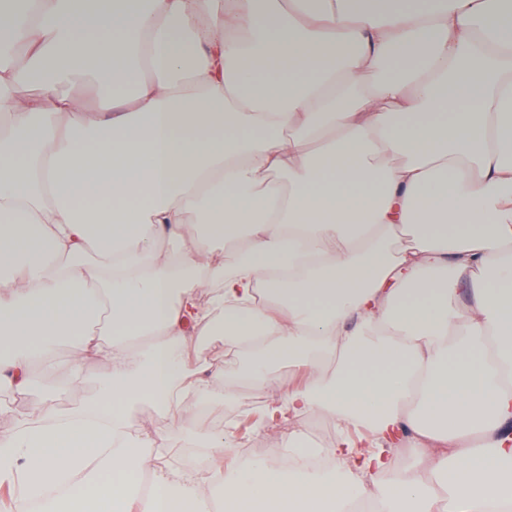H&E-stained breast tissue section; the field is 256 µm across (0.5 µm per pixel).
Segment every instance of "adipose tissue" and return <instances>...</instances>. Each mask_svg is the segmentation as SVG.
Returning <instances> with one entry per match:
<instances>
[{
	"mask_svg": "<svg viewBox=\"0 0 512 512\" xmlns=\"http://www.w3.org/2000/svg\"><path fill=\"white\" fill-rule=\"evenodd\" d=\"M210 335L335 441L228 477L131 436L223 395ZM37 363L106 375L23 411ZM5 414L40 512H512V0H0Z\"/></svg>",
	"mask_w": 512,
	"mask_h": 512,
	"instance_id": "obj_1",
	"label": "adipose tissue"
}]
</instances>
